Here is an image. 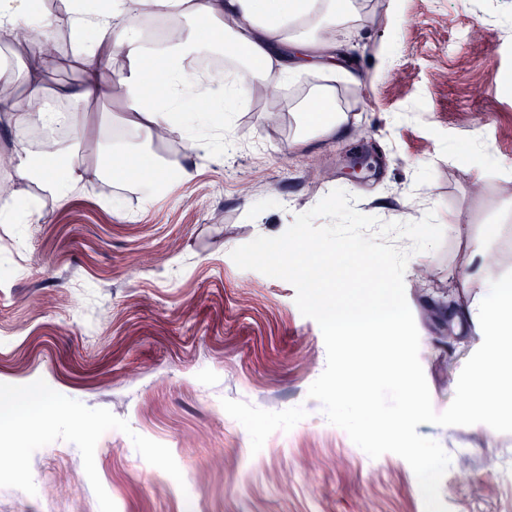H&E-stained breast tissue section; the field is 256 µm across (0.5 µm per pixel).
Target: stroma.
<instances>
[{"instance_id": "35a3bbf8", "label": "stroma", "mask_w": 512, "mask_h": 512, "mask_svg": "<svg viewBox=\"0 0 512 512\" xmlns=\"http://www.w3.org/2000/svg\"><path fill=\"white\" fill-rule=\"evenodd\" d=\"M328 27L336 70L249 98L203 155L180 132L154 144L194 175L150 199L105 179L63 199L34 184V224L0 222V393L63 407L24 439L0 433V512H424L393 453L370 458L308 395L326 367L318 324L289 282L231 251L277 236L334 189L361 213L409 223L434 212L465 230L409 259L405 294L436 412L468 360L448 336L457 264L496 226L493 271L512 279V0H353ZM359 72L360 80L349 77ZM335 84L340 136L309 135L299 94ZM497 167L482 171L473 154ZM373 157L368 178L345 165ZM451 463L449 512H512V418L425 423Z\"/></svg>"}]
</instances>
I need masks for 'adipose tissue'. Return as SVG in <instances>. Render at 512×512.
Returning <instances> with one entry per match:
<instances>
[{
  "mask_svg": "<svg viewBox=\"0 0 512 512\" xmlns=\"http://www.w3.org/2000/svg\"><path fill=\"white\" fill-rule=\"evenodd\" d=\"M349 9L350 0H75L69 14L72 57L82 64L83 78L78 89L64 88L58 95L79 105L121 96L129 118L122 135L109 140L119 163L106 173L113 182L147 195L169 171H177L182 179L192 175L190 168L171 167L153 152L159 132L179 128L193 147L224 150V124L243 106L256 80L279 81L300 70L334 68L335 44L316 41L314 33L345 17ZM152 16L180 17L191 27L177 41L151 44L143 37L140 21ZM22 26L36 32L35 38L21 41L29 60L25 82L36 98L49 65L43 51L48 27L34 21L33 0H0V37L16 40ZM228 45L244 50L246 65L201 85L191 59ZM115 49L124 54L126 66L112 83L102 78L99 62ZM32 121L48 128L66 125L74 135L66 146L51 152L24 146L12 151L11 172L18 183L13 195L23 206L19 214L29 222L37 220L40 208L28 198L25 184H37L45 194L61 199L77 185L106 174L85 159L78 113L52 108L33 113L8 95L0 96V125L14 129ZM62 154L69 157L63 168L56 163ZM19 214L5 211L0 220L11 221ZM496 239V232L488 231L465 254L459 284H478L482 293L473 300L456 295L448 314L455 334L471 325L477 328L482 361L473 383H498L479 397H462L454 416L459 425L503 407L512 386V281L495 275L486 256ZM63 412V407L45 400L35 407L17 400L0 407V429L20 434L33 419Z\"/></svg>",
  "mask_w": 512,
  "mask_h": 512,
  "instance_id": "obj_1",
  "label": "adipose tissue"
}]
</instances>
